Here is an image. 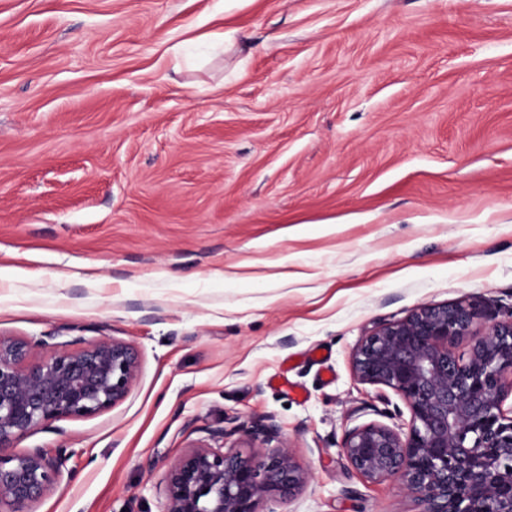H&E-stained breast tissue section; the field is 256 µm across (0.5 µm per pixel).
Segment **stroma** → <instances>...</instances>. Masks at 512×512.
Returning <instances> with one entry per match:
<instances>
[{"mask_svg": "<svg viewBox=\"0 0 512 512\" xmlns=\"http://www.w3.org/2000/svg\"><path fill=\"white\" fill-rule=\"evenodd\" d=\"M0 336L116 339L120 404L37 512H162L190 441L269 419L277 512H414L341 451L384 319L512 308V0H0Z\"/></svg>", "mask_w": 512, "mask_h": 512, "instance_id": "1", "label": "stroma"}]
</instances>
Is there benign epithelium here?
Returning <instances> with one entry per match:
<instances>
[{"label": "benign epithelium", "mask_w": 512, "mask_h": 512, "mask_svg": "<svg viewBox=\"0 0 512 512\" xmlns=\"http://www.w3.org/2000/svg\"><path fill=\"white\" fill-rule=\"evenodd\" d=\"M139 366L138 352L114 339L0 336V512H37L63 475H76L68 448L19 443L123 402ZM352 371L410 411L405 428L370 422L346 432L353 471L395 480L416 512H512V312L501 317L476 296L420 305L378 323L354 350ZM310 477L272 421L223 427L165 469L162 512H276L263 504L291 500Z\"/></svg>", "instance_id": "obj_1"}]
</instances>
